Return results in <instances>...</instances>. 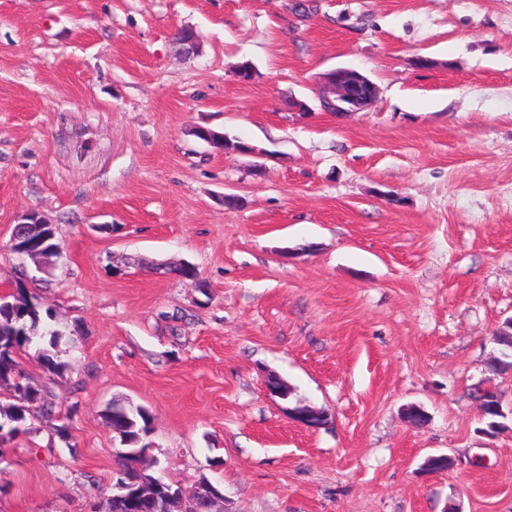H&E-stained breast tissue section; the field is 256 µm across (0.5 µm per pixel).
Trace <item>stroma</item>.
Returning a JSON list of instances; mask_svg holds the SVG:
<instances>
[{"instance_id":"obj_1","label":"stroma","mask_w":512,"mask_h":512,"mask_svg":"<svg viewBox=\"0 0 512 512\" xmlns=\"http://www.w3.org/2000/svg\"><path fill=\"white\" fill-rule=\"evenodd\" d=\"M337 67L367 110L320 109ZM31 210L63 367L23 366L71 429L0 444V512H98L117 398L152 412L155 472L225 512H512V417L483 433L475 397L512 318V0H0V291ZM376 85L354 69L334 68L323 76L321 106L331 112H360L376 98Z\"/></svg>"}]
</instances>
